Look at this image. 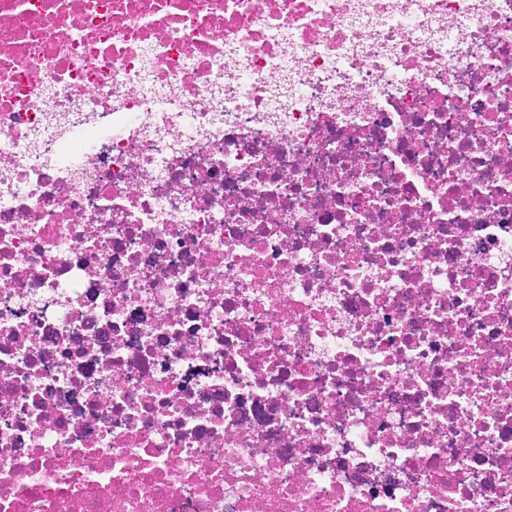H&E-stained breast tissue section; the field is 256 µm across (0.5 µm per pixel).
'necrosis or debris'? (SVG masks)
Here are the masks:
<instances>
[{
    "instance_id": "1",
    "label": "necrosis or debris",
    "mask_w": 512,
    "mask_h": 512,
    "mask_svg": "<svg viewBox=\"0 0 512 512\" xmlns=\"http://www.w3.org/2000/svg\"><path fill=\"white\" fill-rule=\"evenodd\" d=\"M0 512H512V0H0Z\"/></svg>"
}]
</instances>
